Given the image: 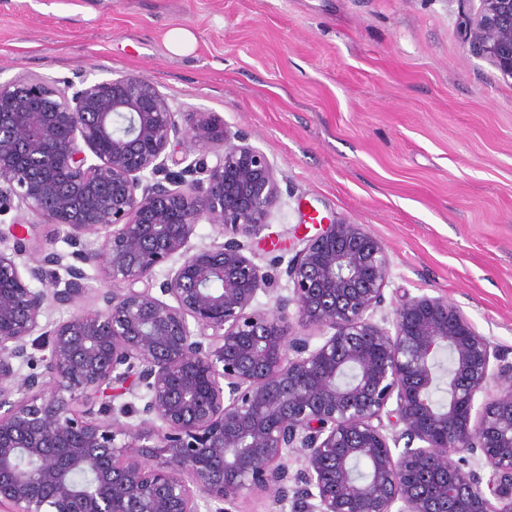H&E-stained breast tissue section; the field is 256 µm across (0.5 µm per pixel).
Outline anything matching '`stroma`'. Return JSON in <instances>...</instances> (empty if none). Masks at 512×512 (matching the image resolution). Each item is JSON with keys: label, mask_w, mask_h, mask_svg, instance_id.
<instances>
[{"label": "stroma", "mask_w": 512, "mask_h": 512, "mask_svg": "<svg viewBox=\"0 0 512 512\" xmlns=\"http://www.w3.org/2000/svg\"><path fill=\"white\" fill-rule=\"evenodd\" d=\"M479 0H0V81L146 78L281 173L250 242L288 295L316 220L364 225L390 273L378 317L448 297L512 357V79L470 43ZM191 30V53L167 32ZM277 294V295H278ZM168 48L177 54H186L191 52L196 43L193 33L186 28H174L166 35Z\"/></svg>", "instance_id": "35a3bbf8"}]
</instances>
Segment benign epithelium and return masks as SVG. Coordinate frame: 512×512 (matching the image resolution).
I'll use <instances>...</instances> for the list:
<instances>
[{"label": "benign epithelium", "mask_w": 512, "mask_h": 512, "mask_svg": "<svg viewBox=\"0 0 512 512\" xmlns=\"http://www.w3.org/2000/svg\"><path fill=\"white\" fill-rule=\"evenodd\" d=\"M471 42L512 79V0H480ZM278 202L263 151L142 78L0 83V217L41 218L0 232V512H232L250 492L293 512H512V360L442 295L376 322L390 260L362 224L322 225L288 261L291 294L256 307L276 280L245 241ZM204 218L225 241L191 243ZM87 267L102 306L48 321ZM31 347L49 355L22 376ZM126 393L143 406L115 405Z\"/></svg>", "instance_id": "obj_1"}]
</instances>
